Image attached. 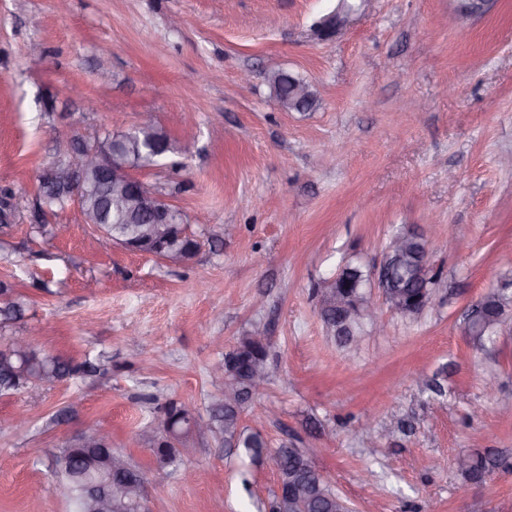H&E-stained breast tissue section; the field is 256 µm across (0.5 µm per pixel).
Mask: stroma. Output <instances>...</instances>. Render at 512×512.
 <instances>
[{
  "label": "stroma",
  "mask_w": 512,
  "mask_h": 512,
  "mask_svg": "<svg viewBox=\"0 0 512 512\" xmlns=\"http://www.w3.org/2000/svg\"><path fill=\"white\" fill-rule=\"evenodd\" d=\"M327 39L339 0H0V189L26 206L0 228V280L25 299L16 326L38 350L108 372L0 395V512H69L53 454L104 427L160 481L168 512H267L277 449H301L356 512H512V326L475 349L463 314L506 289L512 253V0L438 25L459 0H373ZM40 44L41 56L28 52ZM107 67L108 87L97 73ZM303 79L314 106L285 112L266 76ZM96 101L86 110L72 86ZM150 123L172 145L139 177L200 244L170 264L127 251L76 210L35 209L56 138ZM64 224L44 237L39 224ZM233 226L225 236V226ZM429 243L443 286L417 320L380 306L385 332L344 353L315 287L348 260L378 265L393 232ZM267 330L259 459L208 427L187 434L183 481L140 440L157 392L206 415L211 373L254 324ZM62 421H55L57 412ZM497 466L464 485L454 460Z\"/></svg>",
  "instance_id": "1"
}]
</instances>
